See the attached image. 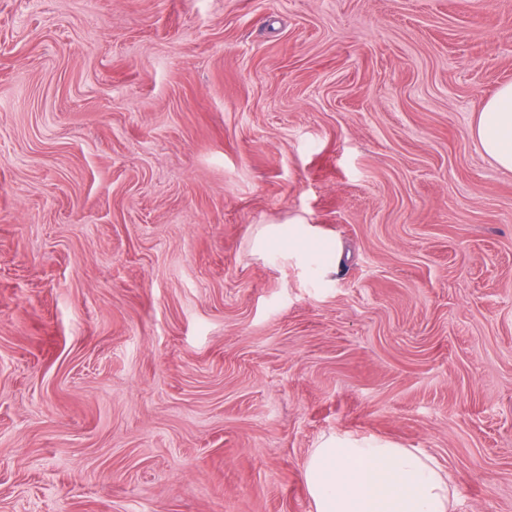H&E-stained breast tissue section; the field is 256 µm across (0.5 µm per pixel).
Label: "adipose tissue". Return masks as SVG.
I'll use <instances>...</instances> for the list:
<instances>
[{
    "instance_id": "ef3b65f1",
    "label": "adipose tissue",
    "mask_w": 512,
    "mask_h": 512,
    "mask_svg": "<svg viewBox=\"0 0 512 512\" xmlns=\"http://www.w3.org/2000/svg\"><path fill=\"white\" fill-rule=\"evenodd\" d=\"M471 135L501 169L512 171L511 83L485 102ZM255 247L317 275L330 272L339 254L335 239L300 222L267 225ZM304 478L314 512H454L457 500L447 469L426 450L347 431L321 438Z\"/></svg>"
}]
</instances>
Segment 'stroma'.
<instances>
[{
  "mask_svg": "<svg viewBox=\"0 0 512 512\" xmlns=\"http://www.w3.org/2000/svg\"><path fill=\"white\" fill-rule=\"evenodd\" d=\"M505 83L512 0H0V512H314L344 430L512 512ZM471 135L504 170L512 171V84L501 86L483 105ZM255 247L264 255L294 261L317 275L330 272L339 254L335 239L321 236L302 222L267 225Z\"/></svg>",
  "mask_w": 512,
  "mask_h": 512,
  "instance_id": "1",
  "label": "stroma"
}]
</instances>
